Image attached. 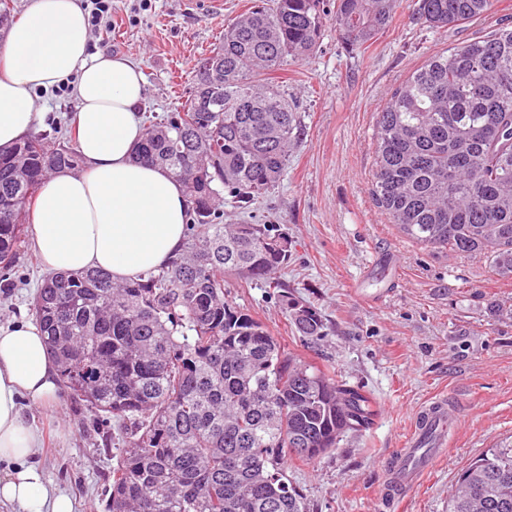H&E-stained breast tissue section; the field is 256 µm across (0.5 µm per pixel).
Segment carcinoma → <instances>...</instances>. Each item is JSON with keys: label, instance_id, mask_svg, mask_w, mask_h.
Listing matches in <instances>:
<instances>
[{"label": "carcinoma", "instance_id": "obj_1", "mask_svg": "<svg viewBox=\"0 0 512 512\" xmlns=\"http://www.w3.org/2000/svg\"><path fill=\"white\" fill-rule=\"evenodd\" d=\"M398 0H336L342 41L381 34ZM494 0H416L413 19L448 30ZM324 0H251L195 66L175 112L149 124L136 155L182 184L180 250L115 283L101 270L53 275L33 303L61 382L124 433L107 512H309L283 461L310 463L369 428L368 396L281 346L231 304L224 276L279 288L292 240L278 224H226L224 196L244 212L274 188L301 131L272 74L306 60ZM70 136L0 149V284L12 286L21 224L45 177L79 166ZM372 195L409 239L479 255L512 277V28L429 57L395 88L377 122ZM304 336L322 335L293 305ZM448 512H512V435L464 471Z\"/></svg>", "mask_w": 512, "mask_h": 512}]
</instances>
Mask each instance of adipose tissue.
Wrapping results in <instances>:
<instances>
[{"mask_svg": "<svg viewBox=\"0 0 512 512\" xmlns=\"http://www.w3.org/2000/svg\"><path fill=\"white\" fill-rule=\"evenodd\" d=\"M82 0H29L26 17L0 45V148L43 125L35 93L61 84L77 101L81 169L43 180L30 216L32 245L53 273L100 269L121 283L162 266L180 249L187 222L183 187L137 159L145 136V80L121 56L90 54ZM59 371L39 326L0 324V504L23 512H74L71 496L48 486L32 457L40 444L20 403L47 406Z\"/></svg>", "mask_w": 512, "mask_h": 512, "instance_id": "adipose-tissue-1", "label": "adipose tissue"}]
</instances>
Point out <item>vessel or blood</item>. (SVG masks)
<instances>
[{
    "label": "vessel or blood",
    "mask_w": 512,
    "mask_h": 512,
    "mask_svg": "<svg viewBox=\"0 0 512 512\" xmlns=\"http://www.w3.org/2000/svg\"><path fill=\"white\" fill-rule=\"evenodd\" d=\"M456 421L452 401L434 397L415 414L404 448L384 460L386 485L381 505L387 512L403 503L448 444V430Z\"/></svg>",
    "instance_id": "b4317fda"
}]
</instances>
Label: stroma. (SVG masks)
Here are the masks:
<instances>
[{"mask_svg":"<svg viewBox=\"0 0 512 512\" xmlns=\"http://www.w3.org/2000/svg\"><path fill=\"white\" fill-rule=\"evenodd\" d=\"M248 0H113L107 24L91 29L93 51L129 58L142 70L140 110L174 111L192 88L196 63L222 39ZM402 0L377 39L341 43L325 21L314 54L279 71L298 104L302 130L276 188L255 205L256 223L281 225L293 242L278 273L280 293L228 277L229 300L260 319L300 358L362 388L376 417L314 463H288V477L310 512H378L383 459L404 443L416 409L452 399L458 421L448 446L402 512H448L460 475L496 442L512 435V278L486 259L417 245L390 224L372 197L378 114L394 90L432 54L512 24V0L492 14L437 31L412 20ZM46 273L30 244L0 290V322L31 319ZM365 281L384 297L357 295ZM309 305L323 333H297L285 303ZM25 411L43 433L34 460L44 480L68 492L76 512H104L122 447L110 419L59 390L53 406Z\"/></svg>","mask_w":512,"mask_h":512,"instance_id":"1","label":"stroma"}]
</instances>
